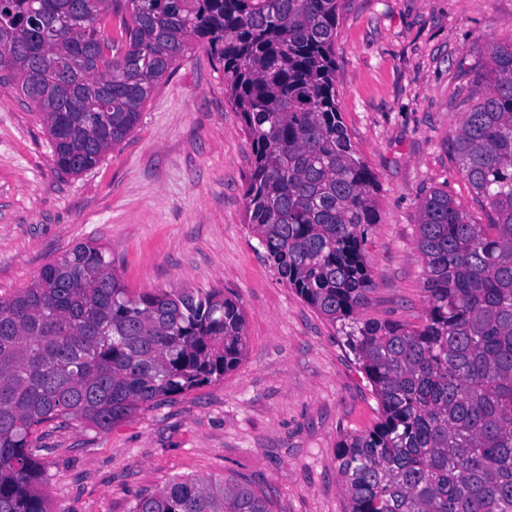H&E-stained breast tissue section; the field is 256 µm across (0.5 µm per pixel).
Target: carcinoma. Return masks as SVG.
<instances>
[{
    "label": "carcinoma",
    "instance_id": "carcinoma-1",
    "mask_svg": "<svg viewBox=\"0 0 512 512\" xmlns=\"http://www.w3.org/2000/svg\"><path fill=\"white\" fill-rule=\"evenodd\" d=\"M340 0H0V85H15L65 174L93 169L202 45L253 146L246 222L279 279L340 324L379 403L338 444L349 512H512V41L489 42L481 99L452 141L475 221L441 189L421 204L423 322L358 318L373 282L377 178L336 106ZM245 313L218 291L130 295L105 248L79 244L0 296V512H48L31 436L111 428L138 407L224 378ZM131 512H270L232 479L179 478Z\"/></svg>",
    "mask_w": 512,
    "mask_h": 512
}]
</instances>
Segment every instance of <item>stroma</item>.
<instances>
[{"label": "stroma", "mask_w": 512, "mask_h": 512, "mask_svg": "<svg viewBox=\"0 0 512 512\" xmlns=\"http://www.w3.org/2000/svg\"><path fill=\"white\" fill-rule=\"evenodd\" d=\"M511 39L512 0H342L338 109L379 184L361 318L424 316L418 224L431 189L490 223L451 141L482 90L480 45ZM252 162L223 67L199 46L160 81L137 127L78 176L56 168L33 103L0 86V295L94 242L130 293L217 289L247 320V350L223 379L107 431L39 426L31 440L50 512H130L136 495L180 477L247 482L272 512H348L337 445L375 424L378 401L341 332L279 280L247 224Z\"/></svg>", "instance_id": "stroma-1"}]
</instances>
